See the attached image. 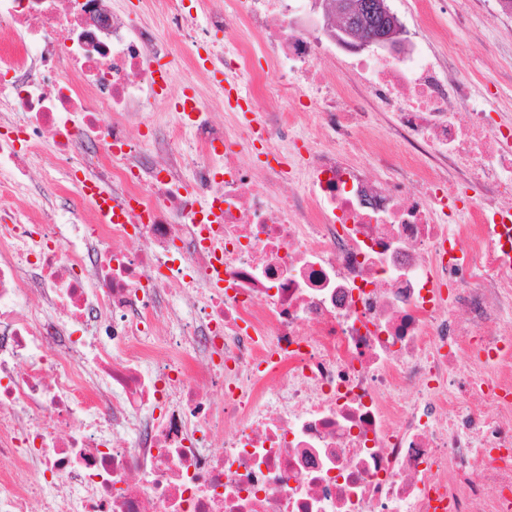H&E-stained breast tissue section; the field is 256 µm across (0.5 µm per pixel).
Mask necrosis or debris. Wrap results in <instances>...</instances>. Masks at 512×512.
<instances>
[{
  "mask_svg": "<svg viewBox=\"0 0 512 512\" xmlns=\"http://www.w3.org/2000/svg\"><path fill=\"white\" fill-rule=\"evenodd\" d=\"M301 2L224 0L204 29L166 0L154 31L108 0H0V512H512V139L413 47L356 57L359 105L289 31ZM212 28L204 69L246 111L172 96L146 153L155 59ZM262 95L282 105L256 121ZM382 113L408 150L378 146V181L346 149ZM37 152L122 217L30 223Z\"/></svg>",
  "mask_w": 512,
  "mask_h": 512,
  "instance_id": "4bbe7bcc",
  "label": "necrosis or debris"
}]
</instances>
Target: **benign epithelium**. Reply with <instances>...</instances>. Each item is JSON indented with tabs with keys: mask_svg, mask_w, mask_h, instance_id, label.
<instances>
[{
	"mask_svg": "<svg viewBox=\"0 0 512 512\" xmlns=\"http://www.w3.org/2000/svg\"><path fill=\"white\" fill-rule=\"evenodd\" d=\"M326 4V16L336 18V42L353 52L392 50L402 24L387 0H314Z\"/></svg>",
	"mask_w": 512,
	"mask_h": 512,
	"instance_id": "obj_1",
	"label": "benign epithelium"
}]
</instances>
